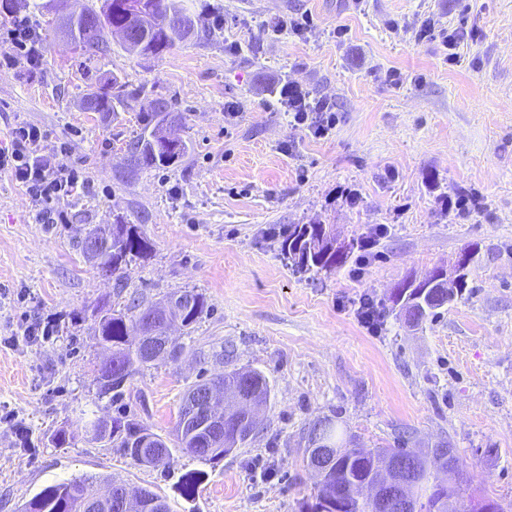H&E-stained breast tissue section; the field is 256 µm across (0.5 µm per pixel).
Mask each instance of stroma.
Segmentation results:
<instances>
[{
    "instance_id": "1",
    "label": "stroma",
    "mask_w": 512,
    "mask_h": 512,
    "mask_svg": "<svg viewBox=\"0 0 512 512\" xmlns=\"http://www.w3.org/2000/svg\"><path fill=\"white\" fill-rule=\"evenodd\" d=\"M179 2L197 35L144 58L116 35L107 53H74L64 13L100 0H0V29L28 17L43 45L33 66L0 38V140L37 125L35 152L66 143L60 164L88 181L47 224L0 174V512L79 477L102 492L109 477L151 490L172 512H299L316 483L307 429L324 417L369 448L402 432L411 448L451 440L466 491L512 512V0H209L206 13ZM305 14L302 35L262 27ZM427 20L471 31L456 60L440 39H416ZM90 76L166 99L185 156L131 169L140 105L85 110ZM289 82L331 101L327 136L295 124L281 99ZM459 197L468 213L449 209ZM119 216L153 252L106 276L75 243ZM315 221L351 246L376 235L368 262L353 250L340 268L295 271L276 232ZM465 252L467 290L408 324L393 289ZM192 288L209 311L192 335L172 326L184 354L98 398L101 316ZM367 298L382 315L375 329L358 318ZM50 316L54 336L20 340L23 324ZM232 368L262 371L272 393L253 438L221 460L177 451L146 467L93 440L90 421L120 414L172 437L186 390ZM196 469L206 477L188 501L174 484Z\"/></svg>"
}]
</instances>
